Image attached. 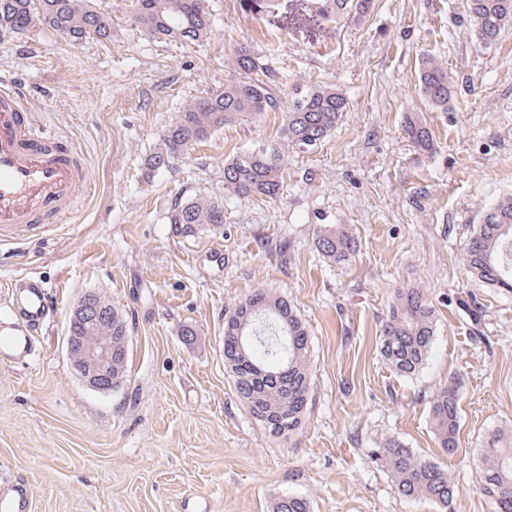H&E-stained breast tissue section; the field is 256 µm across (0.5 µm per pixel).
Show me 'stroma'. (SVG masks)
Listing matches in <instances>:
<instances>
[{
    "mask_svg": "<svg viewBox=\"0 0 512 512\" xmlns=\"http://www.w3.org/2000/svg\"><path fill=\"white\" fill-rule=\"evenodd\" d=\"M96 2L112 18L104 44L73 47L38 27L0 33V82L82 151L89 182L62 223L0 227V281L32 275L57 295L36 363L0 364V483L24 480L32 512H271L284 495L306 498L310 512H440L399 496L375 460L395 436L455 477L454 512H493L480 469L486 435L512 425V295L471 276L464 251L486 209L512 195V26L488 48L460 22L465 0H374L366 19L340 23L312 0L257 15L208 0V38L182 45L133 25L131 0ZM239 45L275 74L279 97L332 85L349 112L315 150H286L277 198L224 188L227 160L278 142L277 112L226 126L143 181L165 127L223 87ZM426 53L458 79L454 111H430L417 92ZM414 113L433 151L407 137ZM199 194L223 199V233L174 237L172 199ZM321 224L350 225L358 254L326 263L312 244ZM277 239L287 258L269 253ZM408 284L436 311L428 363L412 380L377 349L393 293ZM257 287L287 293L311 336L312 400L287 439L244 410L224 372V312ZM92 290L133 327L128 380L109 393L76 378L65 355L70 309ZM454 379L459 449L446 456L429 400Z\"/></svg>",
    "mask_w": 512,
    "mask_h": 512,
    "instance_id": "stroma-1",
    "label": "stroma"
}]
</instances>
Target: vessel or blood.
<instances>
[{
	"label": "vessel or blood",
	"instance_id": "vessel-or-blood-1",
	"mask_svg": "<svg viewBox=\"0 0 512 512\" xmlns=\"http://www.w3.org/2000/svg\"><path fill=\"white\" fill-rule=\"evenodd\" d=\"M77 150L37 124L15 86H0V225L57 224L85 198ZM0 313V363L31 364L35 337L56 311V298L36 277H15ZM0 512H31L28 487L0 495Z\"/></svg>",
	"mask_w": 512,
	"mask_h": 512
}]
</instances>
